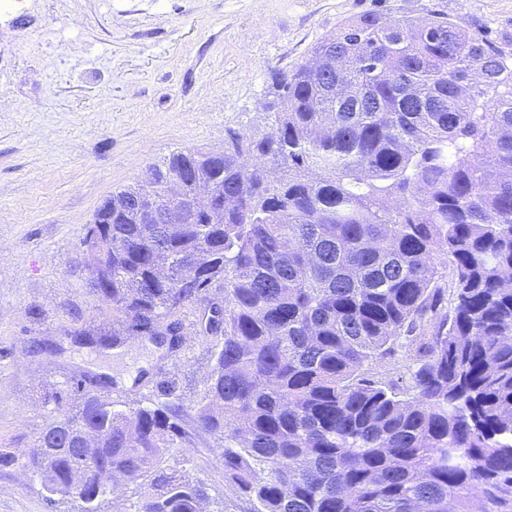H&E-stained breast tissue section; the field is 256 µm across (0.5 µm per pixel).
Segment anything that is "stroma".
Returning <instances> with one entry per match:
<instances>
[{
    "label": "stroma",
    "mask_w": 512,
    "mask_h": 512,
    "mask_svg": "<svg viewBox=\"0 0 512 512\" xmlns=\"http://www.w3.org/2000/svg\"><path fill=\"white\" fill-rule=\"evenodd\" d=\"M448 14L512 36V0H10L0 9V512L48 507L24 462L52 417L47 398L83 395L85 373L138 368L132 383L91 385L117 408L169 405L193 417L221 336L199 333L210 304H185L176 348L131 336L118 350L74 344L120 319L90 292L81 241L97 206L177 149L220 151L271 133V71H289L344 21ZM224 442L196 432L169 466L207 487V512H247L224 483Z\"/></svg>",
    "instance_id": "35a3bbf8"
}]
</instances>
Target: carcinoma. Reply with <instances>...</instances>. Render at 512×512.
Masks as SVG:
<instances>
[{
    "instance_id": "carcinoma-1",
    "label": "carcinoma",
    "mask_w": 512,
    "mask_h": 512,
    "mask_svg": "<svg viewBox=\"0 0 512 512\" xmlns=\"http://www.w3.org/2000/svg\"><path fill=\"white\" fill-rule=\"evenodd\" d=\"M336 72H275V131L221 152L180 149L155 180L95 211L91 292L158 340L159 320L210 288L224 323L198 427L224 438V482L253 512H512V39L442 14H367L319 41ZM270 162L280 176L254 174ZM205 183L238 204L145 224L135 198ZM409 385L366 363L397 354ZM26 466L45 501L100 512L98 470L137 486L136 512H200L203 483L166 465L170 408L86 395Z\"/></svg>"
}]
</instances>
